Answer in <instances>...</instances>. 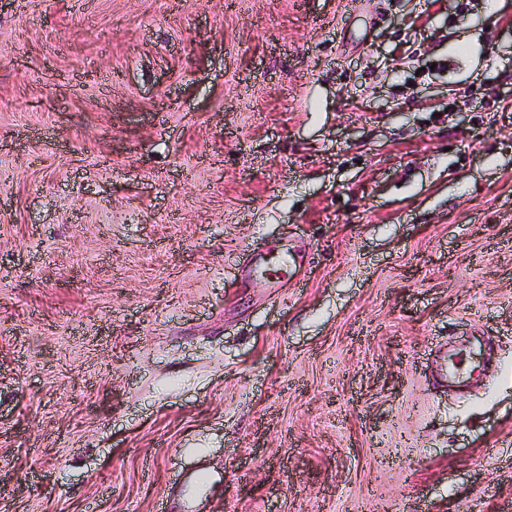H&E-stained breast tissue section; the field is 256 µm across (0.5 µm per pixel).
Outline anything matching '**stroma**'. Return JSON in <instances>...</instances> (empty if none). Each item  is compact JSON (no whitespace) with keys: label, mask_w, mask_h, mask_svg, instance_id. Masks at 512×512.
<instances>
[{"label":"stroma","mask_w":512,"mask_h":512,"mask_svg":"<svg viewBox=\"0 0 512 512\" xmlns=\"http://www.w3.org/2000/svg\"><path fill=\"white\" fill-rule=\"evenodd\" d=\"M425 7L0 0V512H512V0ZM272 267L266 266L262 272L267 288H280L281 279L290 278L296 270V261L289 252H283L270 262Z\"/></svg>","instance_id":"1"}]
</instances>
